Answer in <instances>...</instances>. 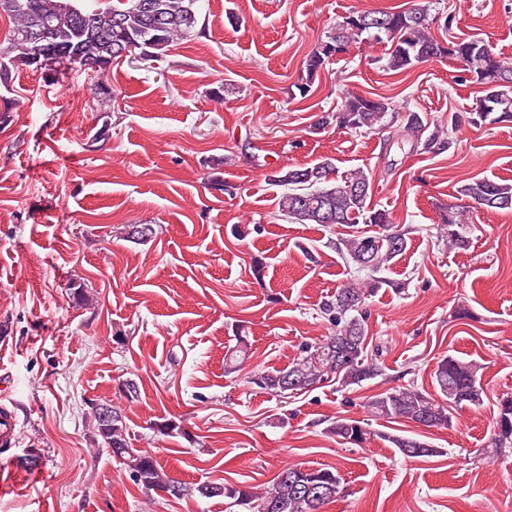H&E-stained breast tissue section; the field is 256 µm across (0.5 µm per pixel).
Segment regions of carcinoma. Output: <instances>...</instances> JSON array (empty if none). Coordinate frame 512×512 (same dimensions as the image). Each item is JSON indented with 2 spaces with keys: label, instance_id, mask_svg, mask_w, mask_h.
Masks as SVG:
<instances>
[{
  "label": "carcinoma",
  "instance_id": "cac0c4a2",
  "mask_svg": "<svg viewBox=\"0 0 512 512\" xmlns=\"http://www.w3.org/2000/svg\"><path fill=\"white\" fill-rule=\"evenodd\" d=\"M200 0H91L90 21L93 32L70 10L71 0H0V12L13 20L9 45L0 50V83L7 82L9 73L21 67H32L31 45L25 32L39 22L51 25L56 35L58 56L54 67L61 72L82 69L92 57L118 60L120 47L117 31L129 37L150 42L147 56L170 47L176 41L191 36L200 18ZM363 25L353 28L349 17ZM434 23L431 6L423 5L406 11L380 9L351 12L336 24L333 34L306 58V71L314 77L328 63L325 47L330 44L347 50L348 45L367 35L368 38L390 45L385 69L401 73L420 62L452 57L462 64L463 71L475 82L484 85L498 81L494 88L493 111L478 105L469 122L482 125L512 121V68L507 67L489 48L476 38L450 41L446 44L430 36ZM395 112L386 97L350 95L331 116L321 118L319 125L335 122L336 126L360 132L372 130ZM409 152L440 155L456 145L453 136L459 117L451 114L448 125L435 124L417 112L406 111L400 116ZM330 162L310 167L276 171L274 182L284 188L279 199V212L295 224H358L368 229L356 231L340 239L338 249L346 263L365 273L364 285H349L336 289L334 299L325 303L324 313L336 324V333L314 348V351L291 363L285 369L261 374L255 384L276 394L308 390L335 377L343 386L359 385L380 372L377 365L365 362L368 329L363 306L367 297L382 288L398 284L380 276L386 264L403 255L407 249V231L393 225L390 213L371 205V179L362 169L345 176L333 177ZM464 207L486 211L512 210V183L489 179L472 180L457 190ZM441 223L446 226L448 245L463 249L469 242L467 225L461 223L460 210L445 209ZM248 356V344L240 345L225 356V371L233 373ZM479 367L453 356L443 358L433 379L441 400H436L416 388H403L371 396L366 401L367 412L376 419H407L426 427H448L452 417L448 408L477 406L482 403L483 388L478 381ZM93 426L101 438L102 448L122 461L132 481L145 491H162L175 498L195 493L203 498L224 496L243 505L271 502L280 512H322L324 505L341 493V478L329 468L288 467L274 479L264 493L258 495L246 488L230 484L204 482L195 487L166 477L159 462L150 454L129 445L127 426L121 411L112 409V417L103 420L97 408H92ZM497 432L492 447L502 452L512 448V399L500 403L496 421ZM329 432L351 445L367 440L368 431L361 421L339 418ZM387 440L401 454L411 458L435 456L441 450L429 443L407 436L390 435Z\"/></svg>",
  "mask_w": 512,
  "mask_h": 512
}]
</instances>
